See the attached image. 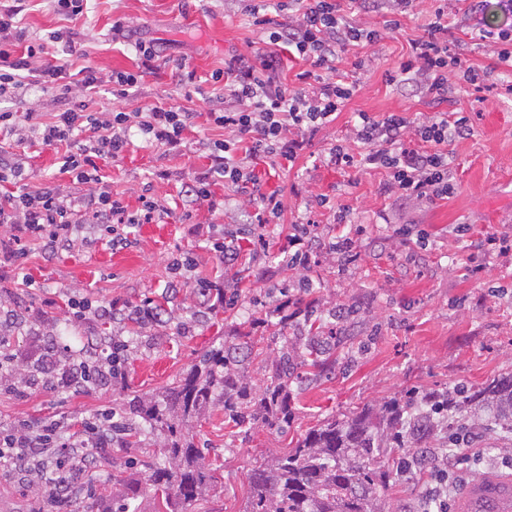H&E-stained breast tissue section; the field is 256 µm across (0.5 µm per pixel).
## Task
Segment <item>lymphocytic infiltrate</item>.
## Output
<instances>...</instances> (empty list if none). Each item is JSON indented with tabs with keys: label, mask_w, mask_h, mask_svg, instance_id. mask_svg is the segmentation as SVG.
<instances>
[{
	"label": "lymphocytic infiltrate",
	"mask_w": 512,
	"mask_h": 512,
	"mask_svg": "<svg viewBox=\"0 0 512 512\" xmlns=\"http://www.w3.org/2000/svg\"><path fill=\"white\" fill-rule=\"evenodd\" d=\"M244 14L261 26V46L245 56L235 54L225 61L215 80L224 84V106L210 111L209 119L224 128V139L208 145L211 165L208 172L184 186V194L198 204L216 209L214 188L224 184L247 201L236 209V232H253V212L261 210L267 220L279 218L283 208L276 193L265 191L254 170L257 161L270 164L295 163L310 140L335 121L357 90L337 78L336 63L348 48L376 43L381 32L357 25L344 9L343 0H290L295 13L288 24H271L260 16L254 0H240ZM25 0L0 2V96L24 84L47 86L60 79L62 68L43 62L41 47L28 46L25 56L14 57L13 47L24 33L18 16ZM443 7H436L425 33L412 41L406 60L394 76L395 81L415 83L426 91L436 112L411 119L403 112L384 116L357 113L351 126L350 145L339 144L329 151L331 162L341 168L356 165L381 170L386 178L383 193L403 201L435 202L448 199L455 187L450 177L453 159L448 145L470 135L465 117L444 112L452 93L449 68L463 70L470 82H477L480 71L461 57L450 55ZM296 50L311 62L310 70L299 73L301 88L291 90L279 79L281 52ZM189 113L180 108L154 106L143 112L91 111L85 102L58 113L55 121L43 123L38 112L28 113L30 132L38 134L42 145L60 150L63 172L88 190L75 197L54 183L46 182L33 191H14L15 180L23 174L16 158L0 153V224L9 226V253L24 257L29 242H38L46 256L58 250L82 247L84 225L107 227L113 224H147L169 217V209L151 195H140L136 210H128L114 196L100 175L103 162L122 157L130 148L129 131L138 128L148 141L177 148L189 129ZM128 343L116 341L111 353L99 364L70 361L57 366L54 351L45 348L42 362L51 364L54 383L64 390L103 388L124 376L122 366ZM112 445V415L88 422L73 430L62 420H44L12 428L0 427V467L21 470L35 464L48 450H56L57 473L45 485L57 503L71 493V480L64 476L68 449L80 448L84 454L77 468L95 472L100 450Z\"/></svg>",
	"instance_id": "lymphocytic-infiltrate-1"
}]
</instances>
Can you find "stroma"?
Here are the masks:
<instances>
[{
	"mask_svg": "<svg viewBox=\"0 0 512 512\" xmlns=\"http://www.w3.org/2000/svg\"><path fill=\"white\" fill-rule=\"evenodd\" d=\"M416 8L415 18L388 30L384 24L392 17L391 5L375 11L356 5L353 21L384 28L385 33L376 44L343 55L340 71L358 81L361 90L336 122L317 134L294 167L258 165L265 190L281 193L284 204L278 223L256 225V234L267 241L262 247L223 237L221 214L191 205L181 193L183 184L208 168L207 143L224 136L207 119L224 99V86L212 81V72L223 68L229 55L248 54L258 46L260 30L241 13L237 0H87L82 16L75 19L59 15L51 0H29L21 24L33 41L43 44L44 59L63 66L64 80L73 89L64 101L58 89L32 88L6 101V108L39 112L51 120L65 103L83 100L82 68L103 76L137 71L141 61L136 44L152 41L159 51L155 72L144 74L124 98L113 97L110 86L101 87L93 110L134 112L176 105L194 118L179 150H166L135 133L123 159L102 165V175L129 207H136L145 192L164 200L172 211L167 222L132 225L124 231L126 244L119 247L89 224L84 228L87 246L48 258L33 242L21 260L7 253L10 230L0 226V311L18 317L0 325V336L19 354L13 386H0V425L62 418L78 426L108 408L132 420L134 401L160 398L219 338L231 345L259 337L258 351L245 369L249 383L259 386L269 379L284 343L306 336L309 326H319L323 335L340 339L336 362L314 376L297 366L300 379L290 386L287 431L225 422L219 405L189 430L205 463L214 467L212 484L194 512H246L251 471L286 454L326 419L367 406L379 408L410 389H467L512 372V250L492 248L475 263L469 247L474 236H512V95L498 75L480 86H465L456 98L472 133L449 147L457 184L449 199L401 206L381 194L383 172L344 171L328 162L330 148L345 140L354 113L405 112L415 118L433 112L421 89L389 80L406 59L410 41L423 35L430 20L426 0H418ZM458 9L459 22L448 33L451 53L489 66L494 45L473 38L472 31L488 23L512 25V15L475 14L465 0ZM119 18L133 27L132 36L113 38L112 23ZM182 62L196 73L194 84L186 88L176 79ZM25 154L28 188L48 179L67 192L85 193V186L62 171L54 149L32 144ZM160 170L167 171V178H157ZM319 194L329 197L327 207L315 205ZM342 210L351 222L354 261L343 263L334 251L321 249L307 268H290L291 224L311 220L323 236L331 237ZM188 211L194 215L190 223L182 220ZM406 224L423 229L428 245H406L396 238L395 228ZM219 237L239 255L227 270L212 249ZM187 253L194 259L195 276L238 290L235 308L203 306L189 283L171 292L173 265ZM289 298L301 301L304 309L293 320L283 319L279 311ZM82 299L96 305L118 301L132 309L159 305L164 321H77L70 304ZM342 307L352 314L341 320L336 311ZM116 336L130 345L126 375L106 389L74 394L51 387L46 372L30 357L35 343L53 340L94 361L109 354ZM471 448L466 479L512 473V436L486 429ZM107 458L93 477L92 493L73 499L67 512H112L113 500L127 497L134 512H162L160 500L143 489L150 465L165 461L159 437H143L134 448H110ZM51 508L47 489L29 490L20 476L0 468V512Z\"/></svg>",
	"mask_w": 512,
	"mask_h": 512,
	"instance_id": "35a3bbf8",
	"label": "stroma"
}]
</instances>
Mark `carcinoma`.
<instances>
[{"mask_svg":"<svg viewBox=\"0 0 512 512\" xmlns=\"http://www.w3.org/2000/svg\"><path fill=\"white\" fill-rule=\"evenodd\" d=\"M306 350L303 363L322 371L326 362L320 355L328 347L314 336ZM245 361L246 355L236 348L214 344L165 399L133 406L144 426L115 425L123 448L143 433L160 434L169 465L154 468L145 488L161 497L165 512H188L210 483L203 455L188 432L191 422L210 406L221 404L224 416L238 424L251 420L277 431L288 428L291 352H281L279 372L257 397L245 382ZM465 406L473 409L472 416L479 419L486 412L512 430V373L471 391L455 389L421 397L411 391L403 399H390L376 412L363 409L310 430L287 454L253 472L248 512H388L390 449L404 448L407 439H415V421L425 420L437 434L448 414Z\"/></svg>","mask_w":512,"mask_h":512,"instance_id":"1","label":"carcinoma"}]
</instances>
